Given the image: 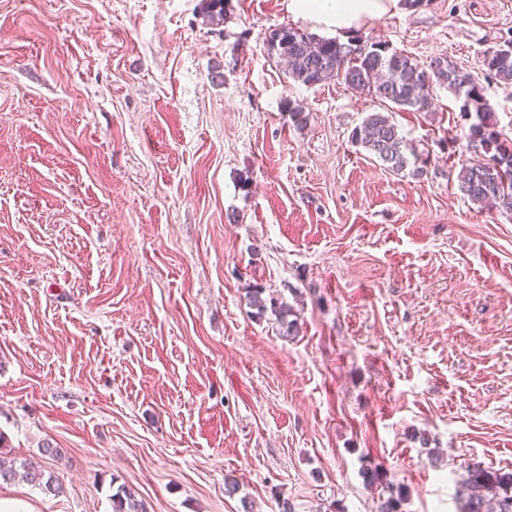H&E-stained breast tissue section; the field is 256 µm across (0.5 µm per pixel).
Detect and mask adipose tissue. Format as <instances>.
Listing matches in <instances>:
<instances>
[{
	"label": "adipose tissue",
	"mask_w": 512,
	"mask_h": 512,
	"mask_svg": "<svg viewBox=\"0 0 512 512\" xmlns=\"http://www.w3.org/2000/svg\"><path fill=\"white\" fill-rule=\"evenodd\" d=\"M398 0H288L292 17L333 33L377 19L396 7Z\"/></svg>",
	"instance_id": "obj_1"
}]
</instances>
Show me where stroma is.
<instances>
[{"instance_id": "35a3bbf8", "label": "stroma", "mask_w": 512, "mask_h": 512, "mask_svg": "<svg viewBox=\"0 0 512 512\" xmlns=\"http://www.w3.org/2000/svg\"><path fill=\"white\" fill-rule=\"evenodd\" d=\"M287 2L0 0V437L64 487L0 484L7 512H112L118 483L147 512H462L469 470L512 472V214L459 189L463 99L395 113L425 165L388 170L351 141L375 99L269 56ZM353 34L473 71L512 138L482 65L512 0ZM263 288H253L250 291V305L257 309V315H265L268 310L271 311L280 321L281 325L285 327L286 336H291L295 332L296 323L294 320L287 321L285 318L290 313V309L284 308L279 305L277 299L271 297L269 299L263 298Z\"/></svg>"}]
</instances>
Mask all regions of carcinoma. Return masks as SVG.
I'll return each instance as SVG.
<instances>
[{
  "label": "carcinoma",
  "mask_w": 512,
  "mask_h": 512,
  "mask_svg": "<svg viewBox=\"0 0 512 512\" xmlns=\"http://www.w3.org/2000/svg\"><path fill=\"white\" fill-rule=\"evenodd\" d=\"M229 0H201V14L211 24H220L227 14ZM268 54L284 63L288 78L307 87L337 79L347 88L379 102L382 110L369 113L352 132V142L400 173L409 164V147L392 118L394 112H432L435 102L431 89L451 85L463 95V110L474 118L467 138L473 147L488 154L462 167L457 175L461 191L475 204H495L512 213V139L497 129L495 110L484 86L473 72L447 57L420 63L391 49L382 41L360 36L345 43L319 38L304 29L281 26L272 30L266 42ZM483 66L499 81L512 84V55L493 48ZM264 290L250 291V305L257 315L274 314L286 335L295 332V322L286 320L290 310L277 299L263 297ZM0 482L25 483L44 494L62 492L54 473L0 451ZM463 512H512V473L484 469L469 471ZM113 512H145L133 489L122 484L112 494Z\"/></svg>",
  "instance_id": "carcinoma-1"
}]
</instances>
